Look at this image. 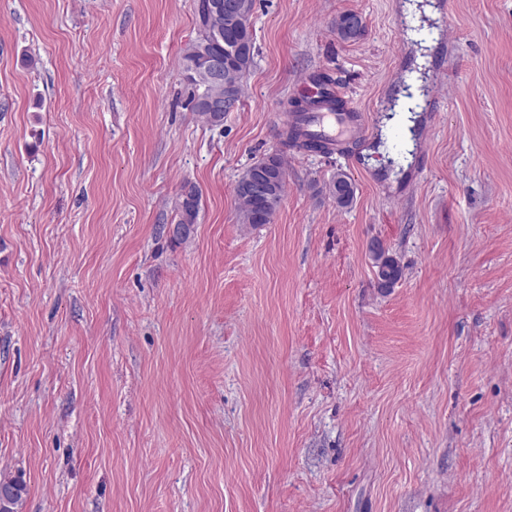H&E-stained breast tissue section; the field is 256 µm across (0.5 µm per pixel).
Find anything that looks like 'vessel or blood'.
Here are the masks:
<instances>
[{
  "label": "vessel or blood",
  "instance_id": "1",
  "mask_svg": "<svg viewBox=\"0 0 512 512\" xmlns=\"http://www.w3.org/2000/svg\"><path fill=\"white\" fill-rule=\"evenodd\" d=\"M302 90L309 99L320 103L315 111L304 114L302 126L316 134L328 150L368 139L370 126L365 115L346 102L335 82L322 83L308 77L302 83Z\"/></svg>",
  "mask_w": 512,
  "mask_h": 512
}]
</instances>
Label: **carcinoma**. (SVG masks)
<instances>
[{"label": "carcinoma", "instance_id": "cac0c4a2", "mask_svg": "<svg viewBox=\"0 0 512 512\" xmlns=\"http://www.w3.org/2000/svg\"><path fill=\"white\" fill-rule=\"evenodd\" d=\"M212 0H198V35L183 56L186 79L192 86L193 108L207 123L218 126L224 122V113L212 112L207 103L222 99L226 95L239 102L242 94V78L254 63L255 41L251 25L253 0H238L240 11L236 16H226L210 8ZM338 37L342 40H356L365 32L363 17L356 12L339 15L335 21ZM266 173L276 188L285 181L286 172L281 157L269 155L248 168L239 176L234 188L242 223L253 226L271 223L277 206L271 196L265 194L247 195L241 191L242 184L257 171ZM330 195L337 206H350L355 197V186L349 175L336 172L331 184ZM201 191L192 182H185L179 194L175 224L182 231L173 234L176 239H187L200 211ZM376 267L377 287H394L403 277L400 262L381 248L372 254Z\"/></svg>", "mask_w": 512, "mask_h": 512}]
</instances>
